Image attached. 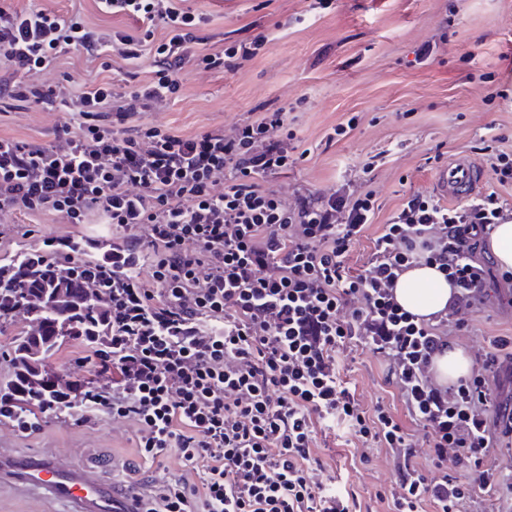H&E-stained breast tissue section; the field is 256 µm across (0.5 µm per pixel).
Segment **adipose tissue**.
<instances>
[{
	"label": "adipose tissue",
	"mask_w": 512,
	"mask_h": 512,
	"mask_svg": "<svg viewBox=\"0 0 512 512\" xmlns=\"http://www.w3.org/2000/svg\"><path fill=\"white\" fill-rule=\"evenodd\" d=\"M395 296L406 310L428 316L447 306L452 289L434 267L420 266L408 270L400 277Z\"/></svg>",
	"instance_id": "ef3b65f1"
}]
</instances>
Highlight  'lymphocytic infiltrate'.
I'll list each match as a JSON object with an SVG mask.
<instances>
[{
	"label": "lymphocytic infiltrate",
	"instance_id": "obj_1",
	"mask_svg": "<svg viewBox=\"0 0 512 512\" xmlns=\"http://www.w3.org/2000/svg\"><path fill=\"white\" fill-rule=\"evenodd\" d=\"M96 3L138 18L142 35L104 36L47 9L0 10V56L27 77L0 79V93L68 113L51 143L0 138V216L24 210L112 227L93 260L68 239L0 264V278L16 273L17 287L41 299H95L101 328L90 339L73 327L88 374L51 376L53 394L34 397L16 369L0 393V424L31 436L46 415L132 422L143 463L174 452L187 470L155 479L143 512H350L315 473L320 423L347 428L365 451L395 463L392 512H420L426 502L467 512L480 491L512 512V474L489 461L492 449L512 447V403L488 386L512 384V336L491 339L467 376L445 383L434 368L449 329L467 327V314L487 303L489 271L477 254L512 211L491 194L457 208L412 194L374 239L367 272L349 275L345 254L374 198L345 190L293 205L266 188L295 161L287 108L193 135L145 120L179 91L185 62L234 69L258 56L266 35L202 56L203 19L177 0ZM69 49L131 62L147 52L157 68L134 90L102 83L74 96L37 79ZM33 261L38 274L24 276ZM419 265L435 266L453 290L447 308L427 318L394 296L399 276ZM358 348L383 358L425 431L433 472L418 465L415 443L387 408L366 412L345 387L337 357ZM458 468L471 478H456Z\"/></svg>",
	"mask_w": 512,
	"mask_h": 512
}]
</instances>
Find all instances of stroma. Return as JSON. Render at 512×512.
<instances>
[{
    "instance_id": "1",
    "label": "stroma",
    "mask_w": 512,
    "mask_h": 512,
    "mask_svg": "<svg viewBox=\"0 0 512 512\" xmlns=\"http://www.w3.org/2000/svg\"><path fill=\"white\" fill-rule=\"evenodd\" d=\"M204 16L200 53L265 34L266 46L233 71L186 66L180 89L149 122L183 135L228 129L248 117L289 106L288 127L299 158L268 179V188L289 199L329 194L343 187L371 192L374 214L351 245L345 264L354 273L369 268L374 238L413 193H434L437 168L466 157L480 170L478 195L496 193L512 209V187L491 175L489 157L512 150V97L499 95L512 84V0H182ZM46 8L79 17L102 34H141L143 24L125 15H106L94 0H0L2 10ZM431 57H422L424 47ZM152 58L131 66L110 63L75 50L61 56L42 78L81 84L121 82L131 89L149 79ZM66 119L61 110L0 97V137L23 143L53 140ZM343 135H335L337 127ZM100 224H70L60 215L17 210L0 218V261L73 235L98 239ZM491 299L450 342L477 361L490 339L512 335V280L495 277ZM342 378L364 408L384 405L418 446L424 431L408 416L386 379L383 360L367 350L344 353ZM47 451L60 467L88 469L102 481L125 484L123 467L137 464L139 492L159 475L179 476L178 456L163 465H141L135 429L107 419L93 426L48 419L41 434L21 437L0 426V452L25 460ZM314 455L319 478L337 492L353 495L359 512H390V492L398 481L390 459L360 451L344 431L321 430ZM0 512H68L67 503L0 479Z\"/></svg>"
}]
</instances>
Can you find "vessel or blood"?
<instances>
[{
    "mask_svg": "<svg viewBox=\"0 0 512 512\" xmlns=\"http://www.w3.org/2000/svg\"><path fill=\"white\" fill-rule=\"evenodd\" d=\"M438 191L455 200L473 197L477 188L475 164L455 158L442 166L436 175ZM18 479L31 488L43 490L69 503L72 512H142L141 502L133 489H118L103 483L93 471L58 467L50 454L15 461L0 458V476Z\"/></svg>",
    "mask_w": 512,
    "mask_h": 512,
    "instance_id": "vessel-or-blood-1",
    "label": "vessel or blood"
}]
</instances>
